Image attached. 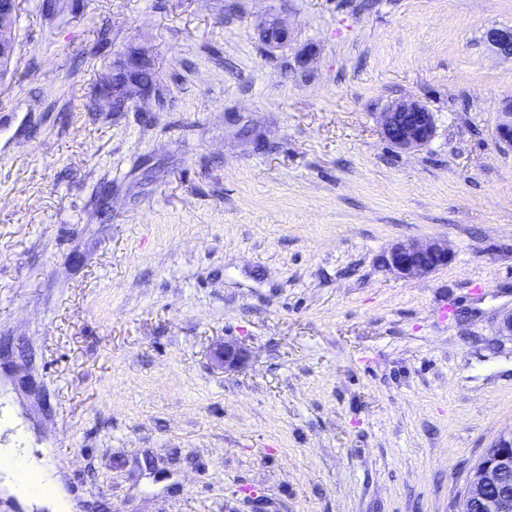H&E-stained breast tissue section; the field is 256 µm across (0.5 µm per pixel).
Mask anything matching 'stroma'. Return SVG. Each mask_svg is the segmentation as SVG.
Instances as JSON below:
<instances>
[{
  "label": "stroma",
  "mask_w": 512,
  "mask_h": 512,
  "mask_svg": "<svg viewBox=\"0 0 512 512\" xmlns=\"http://www.w3.org/2000/svg\"><path fill=\"white\" fill-rule=\"evenodd\" d=\"M493 27L512 0H21L0 446L49 453L58 496L4 489L0 512H454L512 425ZM134 47L155 93L96 111ZM405 97L436 129L400 153L377 117ZM407 238L452 262L399 278L380 257ZM226 340L251 352L230 373ZM260 35L263 41L271 47H280L288 43L290 39L288 26L276 12H269L261 21Z\"/></svg>",
  "instance_id": "1"
}]
</instances>
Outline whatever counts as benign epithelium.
I'll return each instance as SVG.
<instances>
[{
    "label": "benign epithelium",
    "mask_w": 512,
    "mask_h": 512,
    "mask_svg": "<svg viewBox=\"0 0 512 512\" xmlns=\"http://www.w3.org/2000/svg\"><path fill=\"white\" fill-rule=\"evenodd\" d=\"M17 0H0V73L12 67L16 44L13 30L17 23ZM260 35L271 47H280L290 39L288 26L279 14H267L260 24ZM487 42L497 54L512 58V30L493 29L486 35ZM155 68V63L144 51L132 48L115 64L112 73L123 72L127 78L128 98L125 108L136 106L150 97L155 86L139 81V74ZM384 140L402 152L425 147L435 133V118L427 106L415 98L393 102L379 114ZM495 139L512 148V97L502 100L495 126ZM453 259L448 245L439 240H397L383 255V265L403 279L424 278L448 265ZM224 371L241 368L248 359V350L240 342L226 341L216 353ZM512 428L500 432L473 469L469 486L455 512H512Z\"/></svg>",
    "instance_id": "1"
}]
</instances>
